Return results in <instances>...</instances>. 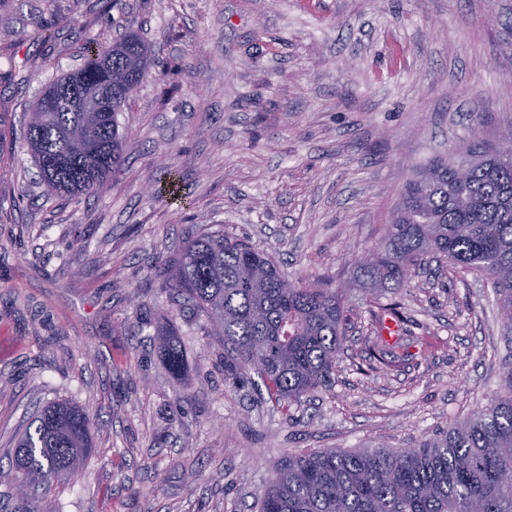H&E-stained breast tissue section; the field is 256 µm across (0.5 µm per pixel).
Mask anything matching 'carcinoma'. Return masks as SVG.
<instances>
[{
    "label": "carcinoma",
    "mask_w": 512,
    "mask_h": 512,
    "mask_svg": "<svg viewBox=\"0 0 512 512\" xmlns=\"http://www.w3.org/2000/svg\"><path fill=\"white\" fill-rule=\"evenodd\" d=\"M149 66L148 43L129 32L110 48L88 47L80 68L41 88L26 113L24 138L47 195L89 198L119 171L124 138L117 112ZM459 157L463 174L446 156L416 168L359 265L372 299L371 371L392 369L408 355L406 345L382 339L386 319L402 333L408 324L400 304L382 298L433 262L455 278L487 280L512 345V128L497 144L472 134ZM163 175L167 181H154L155 193L186 205L173 171ZM160 263L176 299L196 311L206 335L222 341L224 380L238 384L257 374L267 401L285 413L330 380L353 317L332 280L284 288L265 250L222 229L189 236L175 262ZM157 338L169 370L180 373L176 332L162 327ZM92 448L85 409L52 403L33 417L10 464L34 488L68 475ZM258 512H512V355L500 392L412 448L380 444L288 456Z\"/></svg>",
    "instance_id": "carcinoma-1"
}]
</instances>
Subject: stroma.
<instances>
[{
  "label": "stroma",
  "mask_w": 512,
  "mask_h": 512,
  "mask_svg": "<svg viewBox=\"0 0 512 512\" xmlns=\"http://www.w3.org/2000/svg\"><path fill=\"white\" fill-rule=\"evenodd\" d=\"M128 29L153 57L118 115L125 165L95 198L46 197L25 114L88 42ZM0 47V455L45 404L92 420L91 453L38 489L42 512H257L280 459L409 448L499 390L507 343L483 277L433 270L399 290L429 345L379 374L358 369L357 278L418 165L512 124V0H0ZM163 165L191 209L149 192ZM219 226L292 283L334 279L358 313L330 381L289 414L225 382L223 346L158 263ZM166 323L178 376L153 342Z\"/></svg>",
  "instance_id": "obj_1"
}]
</instances>
